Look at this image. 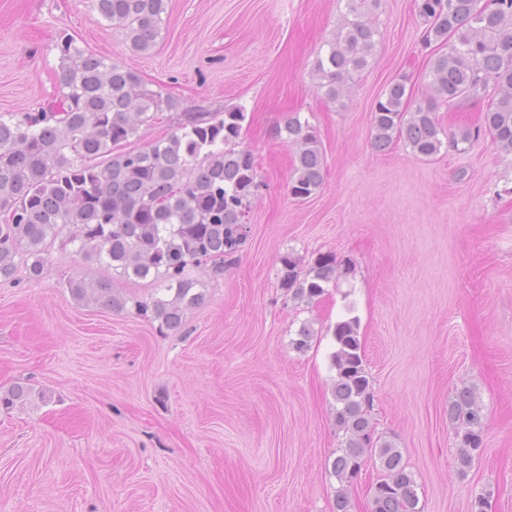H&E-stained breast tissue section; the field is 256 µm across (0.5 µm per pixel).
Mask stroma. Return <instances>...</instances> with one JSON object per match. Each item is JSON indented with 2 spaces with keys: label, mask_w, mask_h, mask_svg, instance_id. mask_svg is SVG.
<instances>
[{
  "label": "stroma",
  "mask_w": 512,
  "mask_h": 512,
  "mask_svg": "<svg viewBox=\"0 0 512 512\" xmlns=\"http://www.w3.org/2000/svg\"><path fill=\"white\" fill-rule=\"evenodd\" d=\"M342 0H168L154 51L133 53L92 0H0V114L41 111L55 91L54 37L126 63L182 108H244L242 144L264 186L249 236L221 276L193 270L207 298L184 328L73 299L67 276L108 278L60 243L49 273L0 283V388L46 391L37 407L0 412V512H336L338 437L331 328L359 335L377 434L395 438L423 512H512V160L488 135L426 160L371 144V116L390 82L428 94L436 46L414 0H380V42L349 98L312 81ZM314 126L322 186L288 192L295 149L276 130L291 113ZM346 261L339 287L288 300L277 274L293 253ZM315 331L296 351L301 324ZM471 387L483 450L456 468L448 402Z\"/></svg>",
  "instance_id": "35a3bbf8"
}]
</instances>
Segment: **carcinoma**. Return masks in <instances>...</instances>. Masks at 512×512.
<instances>
[{
	"instance_id": "obj_1",
	"label": "carcinoma",
	"mask_w": 512,
	"mask_h": 512,
	"mask_svg": "<svg viewBox=\"0 0 512 512\" xmlns=\"http://www.w3.org/2000/svg\"><path fill=\"white\" fill-rule=\"evenodd\" d=\"M379 0H345V12L312 68L315 87L335 103L349 97L355 77L370 66L379 31L370 14ZM426 22L434 54L429 95L411 100L404 79L391 83L372 112V145L386 151L397 143L431 158L447 144L466 151L486 133L498 153L512 157V0H415ZM99 18L120 30L135 53L146 54L161 35L167 0H95ZM60 59L56 92L41 112L0 117V278L26 265L29 278L48 273L47 239L83 262L105 267L112 280L64 281L72 297L110 310H129L177 332L188 311L206 300L204 283L191 271L213 272L237 260L248 232L244 218L262 186L253 153L241 145L247 115L182 112L175 130L137 149L125 145L160 120L178 102L148 89L136 71L76 45L61 30L54 41ZM485 101L479 125L452 135L436 119L441 103ZM277 133L295 147L289 193L304 199L320 188L326 160L314 127L287 116ZM279 288L293 301L313 303L338 284L348 267L330 251L305 270L288 253L280 258ZM160 285L148 299L116 293L115 281ZM359 322L345 317L332 330L336 432L342 434L331 473L340 487L336 512H349L346 488L358 477L365 456L379 462L384 482L371 494V512H423L417 484L391 439L374 436V396L359 336ZM315 332L303 324L293 348L310 347ZM43 391L16 383L0 388V409L45 403ZM448 420L457 430V464L466 476L482 447V414L468 387L455 391Z\"/></svg>"
}]
</instances>
